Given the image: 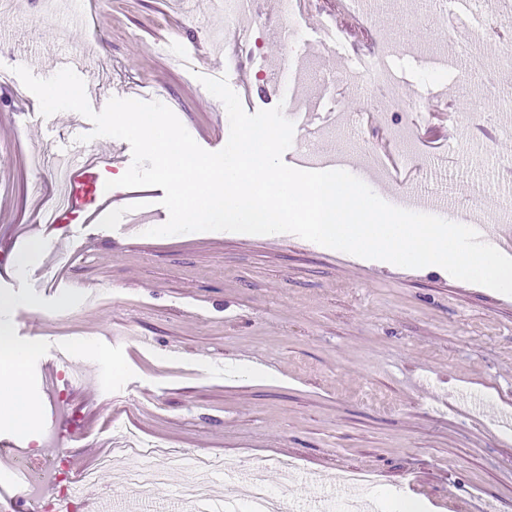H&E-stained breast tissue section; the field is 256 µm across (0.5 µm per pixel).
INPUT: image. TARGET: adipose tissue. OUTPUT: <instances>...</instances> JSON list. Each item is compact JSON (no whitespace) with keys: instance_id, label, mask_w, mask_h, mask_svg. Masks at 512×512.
Here are the masks:
<instances>
[{"instance_id":"1","label":"adipose tissue","mask_w":512,"mask_h":512,"mask_svg":"<svg viewBox=\"0 0 512 512\" xmlns=\"http://www.w3.org/2000/svg\"><path fill=\"white\" fill-rule=\"evenodd\" d=\"M0 351L6 353L11 361L10 366L0 368V422L23 435L36 425L39 416V407L28 397L23 376L18 369L28 349L1 330Z\"/></svg>"}]
</instances>
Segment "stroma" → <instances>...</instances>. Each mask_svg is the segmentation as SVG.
<instances>
[{
  "instance_id": "stroma-1",
  "label": "stroma",
  "mask_w": 512,
  "mask_h": 512,
  "mask_svg": "<svg viewBox=\"0 0 512 512\" xmlns=\"http://www.w3.org/2000/svg\"><path fill=\"white\" fill-rule=\"evenodd\" d=\"M46 0H0V235L14 241L0 260V328L31 346L22 372L40 421L28 434L0 425L11 447L0 460V493L11 492L13 464L31 467L80 450L90 497L105 512H185L181 487L203 455L231 466L266 464L274 493L289 503L330 492L345 469L376 474L373 503L424 512H512V296L474 285L461 288L436 270L389 268L298 236L193 232L150 238L129 235L121 219L68 224L44 231L42 214L60 188L56 163L79 152L76 117H42L14 69L37 77L64 57L90 56L84 75L101 110L111 89L152 93L199 145L220 150L211 129L227 122L223 103L202 77L230 76L233 63L216 31L225 23L215 0H81L84 24L49 15ZM376 50H388L393 83L408 88L380 98L387 118L421 120L434 89L472 100L460 119L466 134L446 159L429 156L422 140L399 148L416 166L413 192L438 195L456 208L478 196L512 198L502 179L512 168V104L494 95L512 84V66L498 40L481 50L485 68L442 66L448 38L470 23L453 13L436 18L433 0H371ZM292 39L274 36L276 24ZM250 29L258 50L249 64L248 113L278 105L266 89L278 72L297 67L325 111L367 104L347 80L350 62L323 35L298 20L271 21L259 0L229 23ZM324 146L364 161L373 134L354 123L328 122ZM44 248L16 272L14 257L32 237ZM70 286L51 290L57 276ZM100 288L94 307L82 287ZM34 298L35 309L14 306ZM127 330L125 349L113 328ZM153 345L141 348L136 337ZM248 361L268 372L258 380H225V362ZM90 376L75 390L70 370ZM160 443L183 463L164 483H130L113 448L126 431ZM297 461L288 477L279 460Z\"/></svg>"
}]
</instances>
